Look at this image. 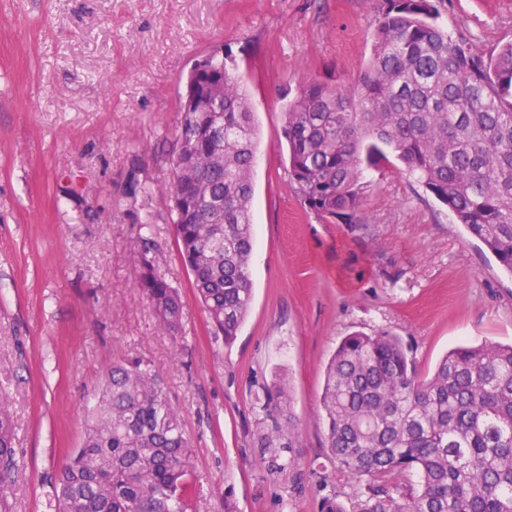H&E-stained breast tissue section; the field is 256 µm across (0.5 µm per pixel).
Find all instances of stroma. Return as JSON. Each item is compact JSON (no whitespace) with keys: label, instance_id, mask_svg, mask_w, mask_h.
I'll return each mask as SVG.
<instances>
[{"label":"stroma","instance_id":"35a3bbf8","mask_svg":"<svg viewBox=\"0 0 512 512\" xmlns=\"http://www.w3.org/2000/svg\"><path fill=\"white\" fill-rule=\"evenodd\" d=\"M372 0H0V392L9 396L15 512H48L104 372L148 361L191 442L187 512L353 505L325 460L326 364L342 337L399 336L419 375L461 345L512 343V276L412 177L370 175L363 224L323 223L288 175L283 105L313 77L353 84ZM441 21L489 53L512 0H444ZM235 57L259 128L253 299L234 343L213 335L179 255L171 202L179 104L194 64ZM153 244L143 253L141 236ZM181 292L161 330L144 259ZM290 385L295 435L272 468L256 398Z\"/></svg>","mask_w":512,"mask_h":512}]
</instances>
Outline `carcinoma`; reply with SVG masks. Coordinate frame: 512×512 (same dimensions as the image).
Returning a JSON list of instances; mask_svg holds the SVG:
<instances>
[{"instance_id":"obj_1","label":"carcinoma","mask_w":512,"mask_h":512,"mask_svg":"<svg viewBox=\"0 0 512 512\" xmlns=\"http://www.w3.org/2000/svg\"><path fill=\"white\" fill-rule=\"evenodd\" d=\"M444 0H375L371 56L352 86L312 78L284 106L289 170L317 217L359 224L366 173L397 161L512 273V42L486 56L437 23ZM181 100L174 232L215 335L235 340L253 298L258 128L226 55ZM159 326L181 300L149 259ZM326 457L359 486L352 512H512V344L460 346L427 379L386 331L344 337L325 375ZM259 447H289L288 381L263 391ZM190 442L143 361L102 377L79 448L55 472L53 512H186ZM14 421L0 396V512H13Z\"/></svg>"}]
</instances>
